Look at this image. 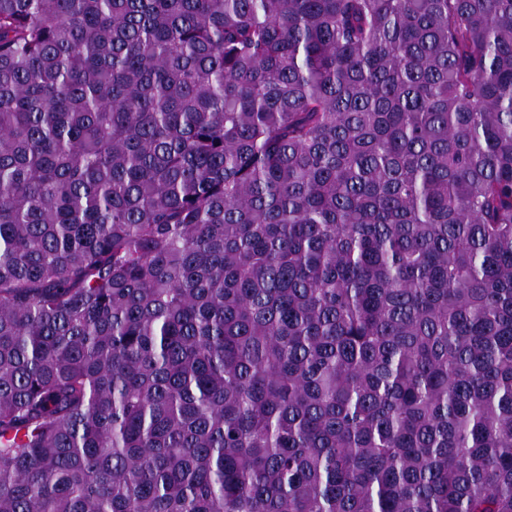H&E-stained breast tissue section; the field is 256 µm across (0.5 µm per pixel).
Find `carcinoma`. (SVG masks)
Here are the masks:
<instances>
[{
	"label": "carcinoma",
	"mask_w": 512,
	"mask_h": 512,
	"mask_svg": "<svg viewBox=\"0 0 512 512\" xmlns=\"http://www.w3.org/2000/svg\"><path fill=\"white\" fill-rule=\"evenodd\" d=\"M0 512H512V0H0Z\"/></svg>",
	"instance_id": "obj_1"
}]
</instances>
